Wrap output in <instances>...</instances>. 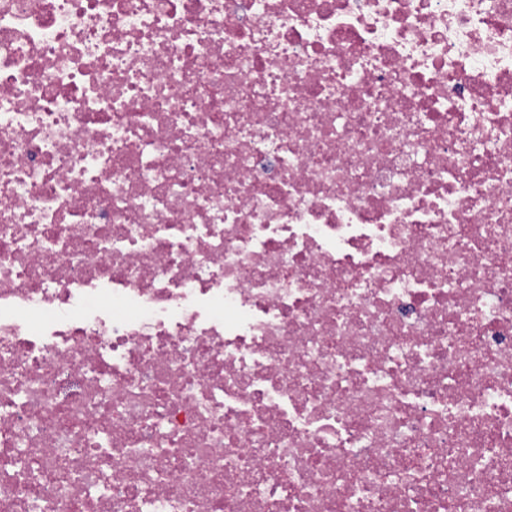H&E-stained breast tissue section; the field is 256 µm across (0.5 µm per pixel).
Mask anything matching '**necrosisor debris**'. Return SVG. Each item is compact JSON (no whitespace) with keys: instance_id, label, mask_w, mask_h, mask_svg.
Instances as JSON below:
<instances>
[{"instance_id":"4bbe7bcc","label":"necrosis or debris","mask_w":512,"mask_h":512,"mask_svg":"<svg viewBox=\"0 0 512 512\" xmlns=\"http://www.w3.org/2000/svg\"><path fill=\"white\" fill-rule=\"evenodd\" d=\"M0 512H512V0H0Z\"/></svg>"}]
</instances>
